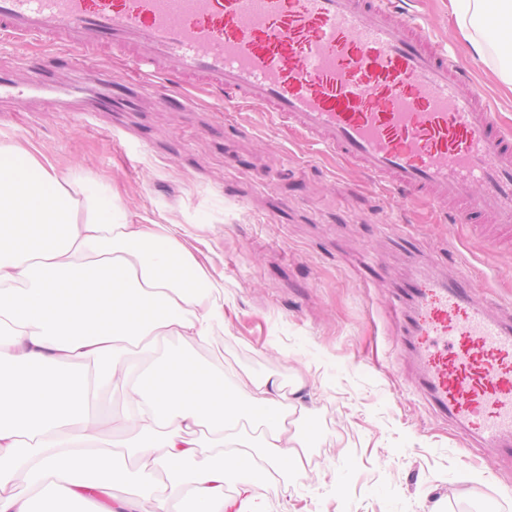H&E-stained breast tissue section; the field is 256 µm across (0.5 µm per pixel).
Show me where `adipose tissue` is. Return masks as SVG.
<instances>
[{
    "instance_id": "obj_1",
    "label": "adipose tissue",
    "mask_w": 512,
    "mask_h": 512,
    "mask_svg": "<svg viewBox=\"0 0 512 512\" xmlns=\"http://www.w3.org/2000/svg\"><path fill=\"white\" fill-rule=\"evenodd\" d=\"M470 48L512 89V42L491 46L489 18L512 22V0H450ZM181 224L133 223L111 187L76 182L17 142L0 144V512H32L34 496L74 504L134 481L111 512H225L237 479L239 512H255V473L300 461L281 379H226L181 343L224 331V278L188 246ZM140 348L129 361L127 347ZM79 361L90 375L57 373ZM126 393L129 437L97 443L108 420L93 399ZM261 432L241 441L245 425ZM146 459L137 477L126 460ZM25 475V487L15 483Z\"/></svg>"
}]
</instances>
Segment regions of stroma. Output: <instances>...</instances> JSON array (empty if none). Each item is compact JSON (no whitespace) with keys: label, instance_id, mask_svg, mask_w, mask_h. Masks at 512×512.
Segmentation results:
<instances>
[{"label":"stroma","instance_id":"35a3bbf8","mask_svg":"<svg viewBox=\"0 0 512 512\" xmlns=\"http://www.w3.org/2000/svg\"><path fill=\"white\" fill-rule=\"evenodd\" d=\"M487 88L512 127V91L474 57L448 0H402ZM22 93L0 99V141L26 139L75 180L115 185L133 217L188 224L224 275V333L188 344L227 375L302 383L291 409L306 466L260 481L262 512H512V468L484 449L465 464L447 424L412 382L395 299L411 276L468 267L478 300L512 310V251L489 248L492 218L455 222L375 184L217 93L187 86L176 65L140 85L129 112H94L106 82L131 76L100 59H46L37 43L0 40V71ZM188 107H162L163 97Z\"/></svg>","mask_w":512,"mask_h":512}]
</instances>
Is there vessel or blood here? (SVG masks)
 Instances as JSON below:
<instances>
[{
	"label": "vessel or blood",
	"mask_w": 512,
	"mask_h": 512,
	"mask_svg": "<svg viewBox=\"0 0 512 512\" xmlns=\"http://www.w3.org/2000/svg\"><path fill=\"white\" fill-rule=\"evenodd\" d=\"M0 35L83 58L108 47L140 79L176 63L409 198L495 216L512 247V132L392 0H0ZM399 299L417 389L462 456L481 446L512 460V316L489 317L465 270Z\"/></svg>",
	"instance_id": "b4317fda"
}]
</instances>
